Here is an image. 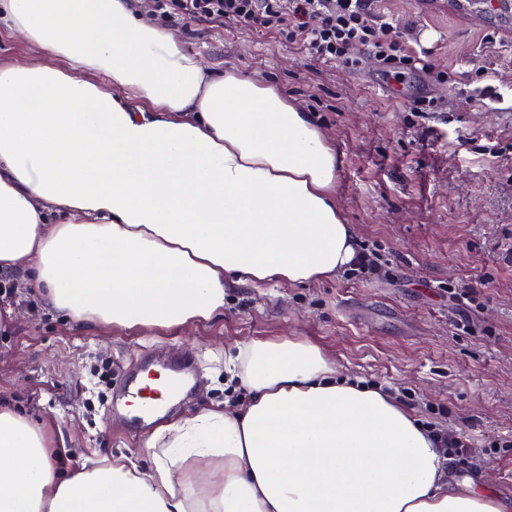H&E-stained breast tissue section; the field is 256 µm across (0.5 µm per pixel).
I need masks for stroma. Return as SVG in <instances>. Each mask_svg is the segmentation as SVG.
Masks as SVG:
<instances>
[{
  "instance_id": "1",
  "label": "stroma",
  "mask_w": 512,
  "mask_h": 512,
  "mask_svg": "<svg viewBox=\"0 0 512 512\" xmlns=\"http://www.w3.org/2000/svg\"><path fill=\"white\" fill-rule=\"evenodd\" d=\"M449 0H375L406 45L428 48V71L386 80L374 60L320 63L274 33L236 21H182L169 30L214 70L271 86L309 112L336 152V198L358 244L393 278L342 273L305 287L227 289L224 313L179 328L78 327L21 275L0 278V401L54 440L59 469L125 455L147 469L152 423L109 407L141 364L194 363L192 388L166 414L225 400L224 351L238 342L297 338L340 375L382 386L433 429L467 440L452 478L512 499V14L490 0L470 13ZM64 67L0 19V63ZM504 87L506 105L481 99ZM434 99L429 119L417 98ZM453 288H470L464 302ZM110 366L101 377L102 366Z\"/></svg>"
}]
</instances>
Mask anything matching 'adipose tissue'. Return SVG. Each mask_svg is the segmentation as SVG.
<instances>
[{
	"label": "adipose tissue",
	"mask_w": 512,
	"mask_h": 512,
	"mask_svg": "<svg viewBox=\"0 0 512 512\" xmlns=\"http://www.w3.org/2000/svg\"><path fill=\"white\" fill-rule=\"evenodd\" d=\"M0 13L69 64H0V274L76 324L133 330L356 266L335 151L277 91L215 73L128 0ZM224 377L249 401L161 425L146 473L120 457L59 475L43 428L0 406V512H512L449 483L430 429L313 344L239 343Z\"/></svg>",
	"instance_id": "ef3b65f1"
}]
</instances>
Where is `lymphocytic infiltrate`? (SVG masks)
Returning <instances> with one entry per match:
<instances>
[{"label":"lymphocytic infiltrate","instance_id":"f902f5d3","mask_svg":"<svg viewBox=\"0 0 512 512\" xmlns=\"http://www.w3.org/2000/svg\"><path fill=\"white\" fill-rule=\"evenodd\" d=\"M157 19L219 22L273 31L324 63L360 67L357 50H365L382 66L386 78L400 80L425 65L426 51L407 49L402 41L376 33L378 15L371 0H153Z\"/></svg>","mask_w":512,"mask_h":512}]
</instances>
